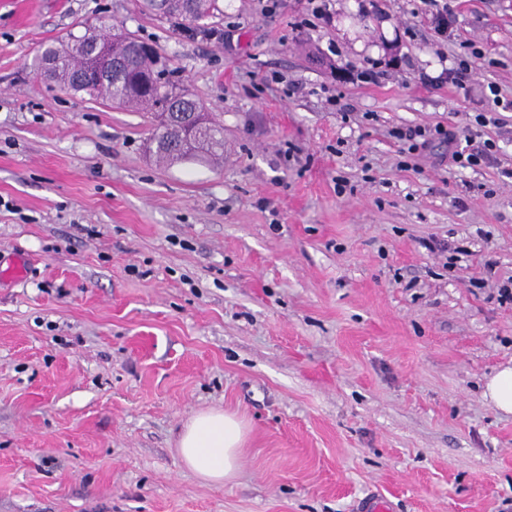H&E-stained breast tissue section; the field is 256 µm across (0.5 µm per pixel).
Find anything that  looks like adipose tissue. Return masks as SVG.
<instances>
[{"mask_svg": "<svg viewBox=\"0 0 512 512\" xmlns=\"http://www.w3.org/2000/svg\"><path fill=\"white\" fill-rule=\"evenodd\" d=\"M245 440L241 419L212 409L197 414L184 427L178 451L184 464L199 477L221 484L236 477Z\"/></svg>", "mask_w": 512, "mask_h": 512, "instance_id": "adipose-tissue-1", "label": "adipose tissue"}]
</instances>
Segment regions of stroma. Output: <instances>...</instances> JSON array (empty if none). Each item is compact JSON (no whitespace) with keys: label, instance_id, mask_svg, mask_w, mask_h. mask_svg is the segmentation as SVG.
<instances>
[{"label":"stroma","instance_id":"35a3bbf8","mask_svg":"<svg viewBox=\"0 0 512 512\" xmlns=\"http://www.w3.org/2000/svg\"><path fill=\"white\" fill-rule=\"evenodd\" d=\"M100 20L163 51L223 162H159L148 114L36 78ZM205 25L0 0V265L29 261L0 283V512H512L484 396L512 364V110L475 168L402 167L389 135L512 100V0H217ZM212 408L247 431L224 484L178 452Z\"/></svg>","mask_w":512,"mask_h":512}]
</instances>
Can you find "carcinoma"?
<instances>
[{
  "instance_id": "cac0c4a2",
  "label": "carcinoma",
  "mask_w": 512,
  "mask_h": 512,
  "mask_svg": "<svg viewBox=\"0 0 512 512\" xmlns=\"http://www.w3.org/2000/svg\"><path fill=\"white\" fill-rule=\"evenodd\" d=\"M211 4L212 0H144L149 11L177 23L207 17ZM143 46L132 34H112L86 23L83 34L69 33L44 50L40 74L75 94L154 115L158 125L151 150L167 164L193 159L199 151L208 157L224 155V129L214 121L193 145L180 147L189 113L202 106L186 87L179 95L172 94L171 80L162 79L168 59L157 48L146 53Z\"/></svg>"
}]
</instances>
